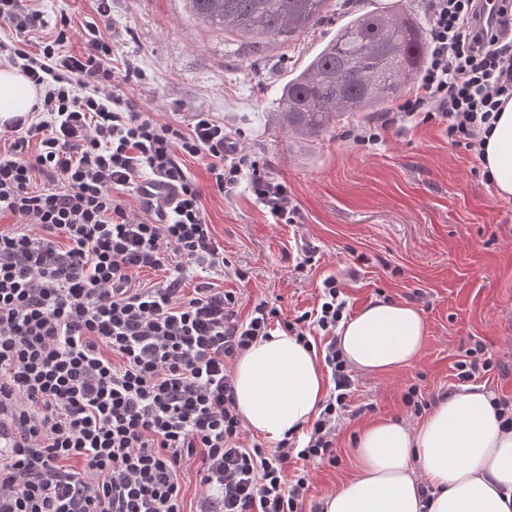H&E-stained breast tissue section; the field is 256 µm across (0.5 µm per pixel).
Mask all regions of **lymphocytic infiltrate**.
I'll use <instances>...</instances> for the list:
<instances>
[{
  "instance_id": "f902f5d3",
  "label": "lymphocytic infiltrate",
  "mask_w": 512,
  "mask_h": 512,
  "mask_svg": "<svg viewBox=\"0 0 512 512\" xmlns=\"http://www.w3.org/2000/svg\"><path fill=\"white\" fill-rule=\"evenodd\" d=\"M427 13L428 62L390 121L438 120L452 146L482 157L512 97V0L495 23L481 0H427ZM37 18L34 0H0L12 53L43 93L38 120L16 118L0 135V414L17 431L0 455V512H184L190 467L199 512H304L308 484L286 469L295 457L335 462L337 426L362 413L348 403L352 370L329 343L334 391L303 445L242 444L230 363L280 312L261 299L240 317L235 293L219 288L224 246L181 160L204 162L221 192L248 180L279 224L297 217L287 185L210 113L181 129L136 108L105 64L107 44L65 53L69 16L30 53ZM148 176L169 187L166 203L142 198L128 213L121 194L140 195ZM40 177L47 186L33 189ZM145 270L163 276L139 282ZM345 309L330 276L318 308L283 329L300 342L329 335Z\"/></svg>"
}]
</instances>
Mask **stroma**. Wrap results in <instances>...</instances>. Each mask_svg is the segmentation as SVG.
<instances>
[{
  "instance_id": "35a3bbf8",
  "label": "stroma",
  "mask_w": 512,
  "mask_h": 512,
  "mask_svg": "<svg viewBox=\"0 0 512 512\" xmlns=\"http://www.w3.org/2000/svg\"><path fill=\"white\" fill-rule=\"evenodd\" d=\"M336 2L307 35L257 48L199 25L187 0H109L104 17L95 0H38L36 35L49 36L68 15L77 29L69 50L88 52L96 38L108 43L111 65L133 73L123 92L141 110L181 127L195 112L211 113L240 130L245 150L286 182L299 219L277 224L247 182L223 194L201 161H184L224 244L231 268L224 287L243 306L265 299L294 318L316 307L332 276L348 315L376 300L419 311L430 330L419 359L386 374H357L351 404L373 405L375 420L416 424L403 401L409 387L428 398L459 389L455 364L474 339L493 363L477 386L512 400V199L497 196L479 160L449 144L435 121L390 126L369 145L348 136L356 118L308 141L282 128L274 101L289 70L302 67L350 15L404 10L419 26L428 24L425 0ZM309 250L315 256L306 266ZM362 424L358 418L338 429L335 463L289 464V480L307 478L309 503L355 476Z\"/></svg>"
}]
</instances>
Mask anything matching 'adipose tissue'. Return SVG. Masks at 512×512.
Segmentation results:
<instances>
[{
    "label": "adipose tissue",
    "mask_w": 512,
    "mask_h": 512,
    "mask_svg": "<svg viewBox=\"0 0 512 512\" xmlns=\"http://www.w3.org/2000/svg\"><path fill=\"white\" fill-rule=\"evenodd\" d=\"M40 93L17 67L0 63V125L27 115ZM483 165L497 194L512 197V98L485 143ZM354 370L382 374L415 361L428 327L408 305L369 303L337 331ZM235 403L248 427L271 439L302 431L327 396L313 349L272 332L233 367ZM356 476L326 494L323 512H512V429H503L491 396L464 387L416 426L378 420L358 434ZM430 485L422 498L421 485Z\"/></svg>",
    "instance_id": "ef3b65f1"
}]
</instances>
